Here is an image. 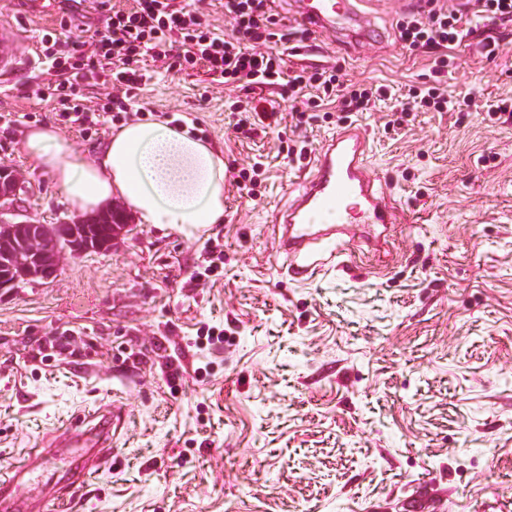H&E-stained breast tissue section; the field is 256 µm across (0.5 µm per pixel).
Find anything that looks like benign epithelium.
Returning a JSON list of instances; mask_svg holds the SVG:
<instances>
[{
    "instance_id": "benign-epithelium-1",
    "label": "benign epithelium",
    "mask_w": 512,
    "mask_h": 512,
    "mask_svg": "<svg viewBox=\"0 0 512 512\" xmlns=\"http://www.w3.org/2000/svg\"><path fill=\"white\" fill-rule=\"evenodd\" d=\"M30 192L31 187L19 170L0 165V265L17 271L13 277H0V292L13 291L27 282L49 280L55 276L64 255L79 258L94 251L80 241L78 232L83 225L92 224L107 213L112 214L114 224L106 247H112V241L130 228L128 215L118 204L54 226L40 224L23 217L20 210L21 196Z\"/></svg>"
}]
</instances>
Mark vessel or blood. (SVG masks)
Returning a JSON list of instances; mask_svg holds the SVG:
<instances>
[{
    "instance_id": "1",
    "label": "vessel or blood",
    "mask_w": 512,
    "mask_h": 512,
    "mask_svg": "<svg viewBox=\"0 0 512 512\" xmlns=\"http://www.w3.org/2000/svg\"><path fill=\"white\" fill-rule=\"evenodd\" d=\"M296 21L312 34L334 31L352 44L362 46L384 40L377 25L364 21L353 0H299ZM19 33L0 25V77H13L22 70L17 44ZM369 139L361 126L348 125L326 139L316 152L308 176L302 178L292 199L273 214V233L288 260V274L308 280L333 265L340 255L336 228L340 225L394 224L398 215L392 198L368 162ZM121 417L108 411L96 423L75 418L82 431L80 453L72 456L58 476L50 500L19 495L29 473L20 466L9 480L0 479V512H57L74 501L75 485L93 473L100 450L111 447Z\"/></svg>"
}]
</instances>
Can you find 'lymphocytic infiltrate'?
I'll list each match as a JSON object with an SVG mask.
<instances>
[{
	"mask_svg": "<svg viewBox=\"0 0 512 512\" xmlns=\"http://www.w3.org/2000/svg\"><path fill=\"white\" fill-rule=\"evenodd\" d=\"M230 29L219 33L205 23L191 0H134L132 8L112 12L103 30L91 37L90 63L83 68L71 61L74 41L60 32L45 31L40 40L43 57L57 79L48 95L53 111L65 113L71 123L87 120L83 90L88 80L102 82L121 94L136 98L145 59H172L178 69L204 67L225 84L246 88L281 86L294 103L317 105L338 100L340 112H363L390 98L384 85L344 84L334 69L305 65L285 74L288 58L301 55L303 45L294 29H280L267 0H224ZM512 26V0H430L428 7L404 13L396 27L402 44L433 56L437 71L448 66V49L478 38L486 57H497L500 41L485 35L487 23ZM473 98L450 97L440 81L410 87L402 111L456 112L474 107ZM237 135L252 138L275 133L280 125L276 110L252 97L234 102Z\"/></svg>",
	"mask_w": 512,
	"mask_h": 512,
	"instance_id": "lymphocytic-infiltrate-1",
	"label": "lymphocytic infiltrate"
}]
</instances>
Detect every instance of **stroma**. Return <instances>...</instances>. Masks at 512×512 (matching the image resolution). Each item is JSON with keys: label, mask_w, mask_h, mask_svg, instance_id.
<instances>
[{"label": "stroma", "mask_w": 512, "mask_h": 512, "mask_svg": "<svg viewBox=\"0 0 512 512\" xmlns=\"http://www.w3.org/2000/svg\"><path fill=\"white\" fill-rule=\"evenodd\" d=\"M132 2L85 0L77 14L64 0H0V23L22 30L25 55L60 23L86 38ZM361 9L383 44L356 52L328 34L288 67L399 95L429 81L432 57L396 38L403 0ZM488 32L503 45L495 59L472 41L449 49V95L512 98V29ZM142 72L126 112L86 131L39 99L55 81L46 60L0 87L13 117L0 122V165L30 181L33 221L75 212L25 156L29 127L53 125L91 159L115 126L172 120L224 157L223 223L191 238L137 223L111 252L0 293V478L71 415L116 405L126 422L70 512H512V120L428 111L392 126L388 101L353 113L400 221L375 240L357 229L341 264L297 282L271 220L307 158L273 134L237 139L229 107L246 92L204 68ZM257 161L265 179L250 197L235 177ZM211 330L223 341L206 343Z\"/></svg>", "instance_id": "1"}]
</instances>
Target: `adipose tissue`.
<instances>
[{
	"instance_id": "adipose-tissue-1",
	"label": "adipose tissue",
	"mask_w": 512,
	"mask_h": 512,
	"mask_svg": "<svg viewBox=\"0 0 512 512\" xmlns=\"http://www.w3.org/2000/svg\"><path fill=\"white\" fill-rule=\"evenodd\" d=\"M23 148L30 162L54 179L65 202L79 211L116 198L142 224H169L193 233L224 220L221 153L169 121L122 125L92 163L49 125L27 129Z\"/></svg>"
}]
</instances>
